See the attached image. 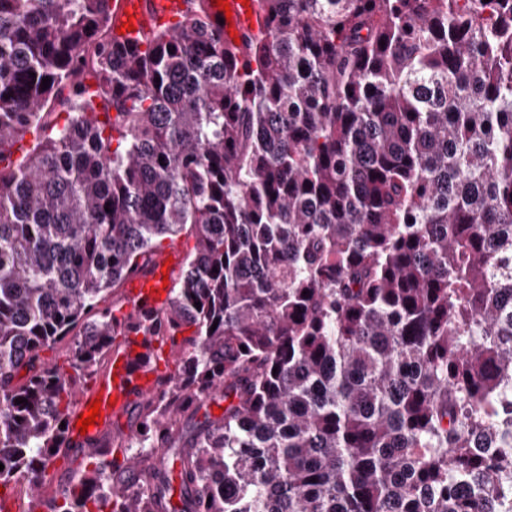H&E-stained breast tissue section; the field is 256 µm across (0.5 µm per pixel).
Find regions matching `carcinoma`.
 <instances>
[{"mask_svg":"<svg viewBox=\"0 0 512 512\" xmlns=\"http://www.w3.org/2000/svg\"><path fill=\"white\" fill-rule=\"evenodd\" d=\"M256 2L0 0V493L189 225L175 370L49 512H512V0ZM187 2L185 0H156V12H150L141 0H113L112 1V18L115 23V33L117 35H125L134 37L138 30L148 28L154 23H158L159 18L172 15L177 9H185ZM129 14H134L135 18L132 22L136 26L135 31H127L123 27V33H119L120 26L123 22L128 21ZM244 0H229L226 4H230L232 10V29H229V22L226 20L225 12L221 11V8L215 6L213 0H207V6L209 14L212 19L219 23V18L224 20V24L221 25L224 29V41L227 43H235L232 37V32L238 35L241 40V36L245 32H256L263 24V19L257 14L254 8L253 0H248L249 7L243 6ZM246 9H250V13L246 12ZM220 24V23H219Z\"/></svg>","mask_w":512,"mask_h":512,"instance_id":"1","label":"carcinoma"}]
</instances>
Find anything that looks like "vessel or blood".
<instances>
[{"instance_id": "obj_1", "label": "vessel or blood", "mask_w": 512, "mask_h": 512, "mask_svg": "<svg viewBox=\"0 0 512 512\" xmlns=\"http://www.w3.org/2000/svg\"><path fill=\"white\" fill-rule=\"evenodd\" d=\"M232 10L234 35L257 31L263 23L257 12L246 11L243 0H229ZM186 0H156L154 9H147L142 0H112V18L115 25L133 21L142 29L157 23L173 11L186 8ZM182 261L179 250L167 257L157 258L148 273L127 279L121 299L120 313L130 325L124 335L116 337L106 365L92 372L85 389L78 396L70 416L68 435L72 447H89L102 441L117 417L129 416L135 404L152 395L157 388L160 371L158 360H173L174 355L161 336L142 323L143 310H161L170 302V290L163 287L164 273H177ZM100 400L101 413L93 428L80 433L77 422L86 413L92 400Z\"/></svg>"}]
</instances>
